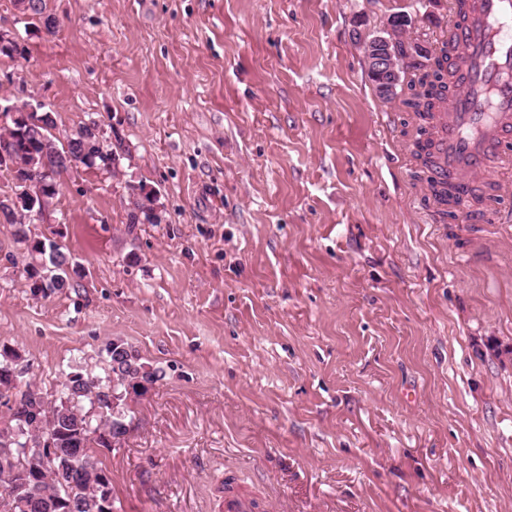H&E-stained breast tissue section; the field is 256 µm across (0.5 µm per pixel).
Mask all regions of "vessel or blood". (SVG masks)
<instances>
[{"mask_svg":"<svg viewBox=\"0 0 512 512\" xmlns=\"http://www.w3.org/2000/svg\"><path fill=\"white\" fill-rule=\"evenodd\" d=\"M467 20L455 30L449 65L464 79L432 121L434 182L468 195L512 167V0H467ZM461 224H507L499 205L463 211Z\"/></svg>","mask_w":512,"mask_h":512,"instance_id":"vessel-or-blood-1","label":"vessel or blood"}]
</instances>
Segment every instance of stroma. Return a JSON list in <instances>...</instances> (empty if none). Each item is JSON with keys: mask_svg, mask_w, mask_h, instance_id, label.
I'll return each mask as SVG.
<instances>
[{"mask_svg": "<svg viewBox=\"0 0 512 512\" xmlns=\"http://www.w3.org/2000/svg\"><path fill=\"white\" fill-rule=\"evenodd\" d=\"M14 0L0 96L128 152L67 171L30 235L85 269L43 295L0 224V349L53 392L123 340L164 377L98 454L112 512H512V225L437 224L413 113L377 96L362 34L451 0ZM159 224L129 225V184ZM29 2L31 4V13L38 16L39 21L42 23L51 22V25H47L46 35H55L57 31V21L55 17L45 13V4L43 0H16L15 6L21 13H29Z\"/></svg>", "mask_w": 512, "mask_h": 512, "instance_id": "stroma-1", "label": "stroma"}]
</instances>
